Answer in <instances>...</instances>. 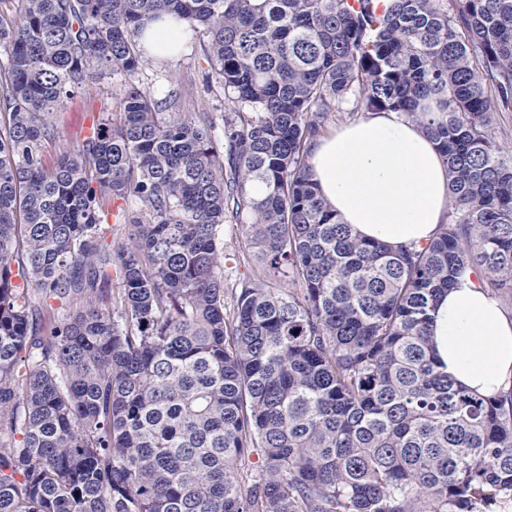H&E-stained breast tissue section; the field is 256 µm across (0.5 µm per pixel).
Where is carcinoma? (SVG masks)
Returning <instances> with one entry per match:
<instances>
[{
    "mask_svg": "<svg viewBox=\"0 0 512 512\" xmlns=\"http://www.w3.org/2000/svg\"><path fill=\"white\" fill-rule=\"evenodd\" d=\"M163 15L202 40L221 124L131 80ZM0 48V512L512 500V390L471 393L428 336L467 268L512 299V160L490 129L512 107V0H17ZM117 74L121 111L45 164L54 110ZM351 99L438 143L451 212L421 247L360 239L310 178ZM116 200L131 230L106 243ZM243 214L263 267L228 310ZM283 267L293 287H269ZM257 268L252 249L249 248L238 224H224V283L235 288L239 281L249 277Z\"/></svg>",
    "mask_w": 512,
    "mask_h": 512,
    "instance_id": "cac0c4a2",
    "label": "carcinoma"
}]
</instances>
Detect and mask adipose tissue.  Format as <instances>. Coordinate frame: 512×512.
Returning <instances> with one entry per match:
<instances>
[{
  "label": "adipose tissue",
  "instance_id": "adipose-tissue-1",
  "mask_svg": "<svg viewBox=\"0 0 512 512\" xmlns=\"http://www.w3.org/2000/svg\"><path fill=\"white\" fill-rule=\"evenodd\" d=\"M310 174L338 221L363 238L414 247L430 241L448 213V169L436 141L401 113L377 112L317 137ZM442 371L494 398L512 389V314L468 270L431 314Z\"/></svg>",
  "mask_w": 512,
  "mask_h": 512
}]
</instances>
